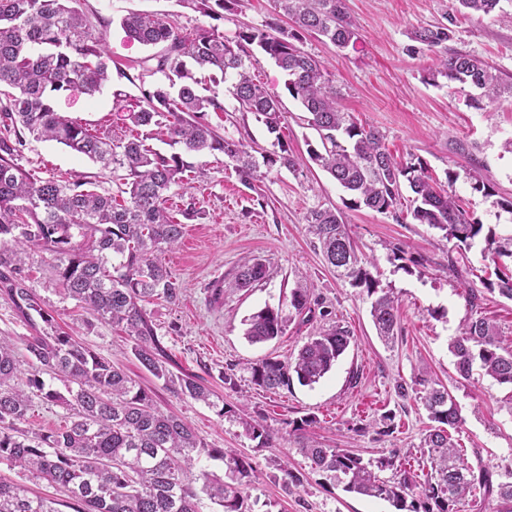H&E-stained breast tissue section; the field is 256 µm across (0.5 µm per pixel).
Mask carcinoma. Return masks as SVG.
Instances as JSON below:
<instances>
[{"instance_id":"cac0c4a2","label":"carcinoma","mask_w":512,"mask_h":512,"mask_svg":"<svg viewBox=\"0 0 512 512\" xmlns=\"http://www.w3.org/2000/svg\"><path fill=\"white\" fill-rule=\"evenodd\" d=\"M214 20L240 0H185ZM458 11L495 17L501 0H456ZM273 12L259 26L247 25L227 37L218 28L185 33L173 20L150 13H130L121 19L129 39L146 46H163L150 74L157 82L140 86V96L126 108L123 129H90L57 112L64 93L93 96L109 81V61L103 34L80 9V0H0V293L33 329L25 340L28 370L20 368L10 336H0V464L19 466L47 486L64 493L74 512H199L206 496L221 512H248L243 487L253 466L234 450L212 448L182 419L161 412L152 393L112 362L59 330L42 298L28 284L22 254L31 248L48 253L65 294L101 323L120 328L131 338L140 364L178 396L202 402L218 416L240 420L257 446L271 443L265 425L242 417L244 408L213 400L214 393L198 382L174 379L166 367L161 337L144 304L179 301L181 284L159 262L157 253L178 244L183 234L178 217L198 216L192 204L175 216L166 206L174 186L205 182V168H193L181 154L153 148V137H167L187 154H224L234 163L241 184L254 189L256 161L241 140L220 134L207 113L224 111L215 95L199 91L203 76L212 81L233 78L232 95L239 111L249 112L275 136L276 150L264 155L266 164L292 172L300 166L282 132L280 96L256 82L245 64L247 48L256 47L285 76L284 87L307 113V125L318 142L309 146V160L328 173L351 195V205L389 213L398 223L403 187L414 194L410 216L427 224L452 244L448 271L463 276L459 256L483 231L464 201L441 188L422 162L396 161L380 132L354 121L342 110L323 62L299 44L316 36L339 51L355 46L356 24L346 0H272ZM451 30L429 24L411 39L435 54L428 81L438 78L476 90L471 106L480 109L504 93L495 69L464 53H448ZM156 132L133 134L135 128ZM56 141L118 174L125 197L79 181L42 178L22 164L27 139ZM327 264L337 276L371 299L370 315L378 335L388 341L399 323L390 291L378 288L358 257L342 214L317 206L304 216ZM495 263L496 280L481 284L512 300V269L498 259L512 258V234L485 238ZM267 267L258 259L243 262L231 284L250 288L265 279ZM319 301L312 298L307 277L292 289L288 310L267 305L245 319L246 339L266 343L285 335L288 323L311 318ZM351 341L348 329L335 325L307 338L294 361L265 357L248 363L251 382L266 390L296 380L313 386L332 370ZM462 377L474 369L499 384L512 386V346H503L496 326L484 317L463 324L448 343ZM63 383L62 395L44 375ZM420 396L435 425L424 438L431 471L403 472L384 478L394 467L389 458L375 462L342 448L302 442L300 452L311 466L326 471L348 493L385 500L395 512H461L468 495L480 489L487 497L512 504V468L493 471L469 465L452 442L450 430L461 414L448 390L420 373ZM60 402L69 411L59 429L28 435L20 425L28 420L32 398ZM203 459L224 461V475L196 468ZM0 512H58L55 500L30 496L15 484L0 480Z\"/></svg>"}]
</instances>
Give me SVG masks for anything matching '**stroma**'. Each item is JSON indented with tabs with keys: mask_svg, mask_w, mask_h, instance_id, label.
Returning a JSON list of instances; mask_svg holds the SVG:
<instances>
[{
	"mask_svg": "<svg viewBox=\"0 0 512 512\" xmlns=\"http://www.w3.org/2000/svg\"><path fill=\"white\" fill-rule=\"evenodd\" d=\"M346 6L357 25L355 48L340 53L314 37L302 45L329 68L345 110L378 130L394 156L405 161L418 157L449 192L468 201L485 230L499 237L512 234V214L501 207L512 199V97L477 109L466 91L447 81L426 83L434 55L411 39L415 28L448 25L449 51L487 61L512 83V0H503L504 14L497 18L461 16L456 0H346ZM81 7L101 21L112 81L92 97L61 95L56 106L89 128L108 129L122 118L125 101L139 96L142 61L157 53L127 38L120 25L124 14L165 16L187 33L214 25L229 36L240 26L261 24L271 0H243L218 21L184 0H81ZM249 68L256 81L279 93L288 143L303 163L295 172L259 165L251 191L223 154L192 157L193 165L209 168L210 178L191 188H173L168 206L176 212L192 202L201 215L188 220L178 245L160 255L180 281L182 294L177 303L155 300L145 310L162 338L170 371L196 377L226 403L248 402L272 433L270 446L257 447L237 421L174 394L146 371L124 332L97 322L63 294L49 255L36 248L28 251L24 264L32 288L63 330L151 389L162 412L179 416L211 447L250 458L253 472L244 489L249 512H392L388 502L344 492L325 472L311 469L299 447L308 440L367 460L392 457L401 470L428 469L422 437L430 421L416 383L424 368L458 405L462 422L453 437L468 461L494 471L512 468V413L505 406L512 387L477 371L460 376L448 350L450 339L472 316L463 282L448 272V242L414 220L399 224L391 215L349 207L347 192L306 158L317 134L304 125L303 109L286 92L281 70L258 53ZM230 87L227 81L217 85L224 110L209 113V121L257 151L269 150L272 136L252 114L239 111ZM23 164L41 177L64 176L109 192L116 189L110 171L54 141H28ZM475 173L493 184L492 195L473 190ZM319 205L342 211L359 257L369 263L380 287L397 299L399 325L391 342L378 337L365 291L337 277L309 233L304 217ZM398 250L403 253L399 259L394 256ZM247 258L263 260L268 276L254 287L234 288L237 268ZM300 272L307 274L322 314L304 324L292 321L285 335L271 342L248 343L245 319L265 305L287 304ZM219 279L226 288L217 298L212 284ZM336 324L347 327L353 340L318 384L295 382L267 391L251 383L247 363L264 357L293 360L307 336ZM228 374L233 384L225 383ZM302 418L310 419V426L294 433L290 421ZM283 460L302 474L301 485L284 483Z\"/></svg>",
	"mask_w": 512,
	"mask_h": 512,
	"instance_id": "obj_1",
	"label": "stroma"
}]
</instances>
